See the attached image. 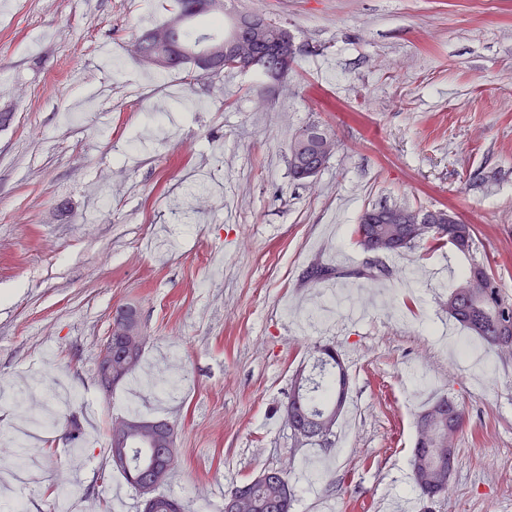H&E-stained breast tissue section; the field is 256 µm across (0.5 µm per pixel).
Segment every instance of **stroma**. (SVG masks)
<instances>
[{"instance_id": "1", "label": "stroma", "mask_w": 512, "mask_h": 512, "mask_svg": "<svg viewBox=\"0 0 512 512\" xmlns=\"http://www.w3.org/2000/svg\"><path fill=\"white\" fill-rule=\"evenodd\" d=\"M172 0H0V512H140L112 469L108 425L177 433L162 491L191 512L286 470L293 512H512V351L448 318L466 266L451 248L386 257L352 277L364 209L451 208L476 260L512 294V0H224L302 48L287 79L153 73L131 45ZM317 125L337 146L312 182L290 145ZM344 270L334 290L308 266ZM136 307L144 362L170 370L103 390L113 310ZM318 344L349 391L323 447L295 443L282 405ZM464 406L447 495L411 480L416 418ZM91 418L81 447L70 420Z\"/></svg>"}]
</instances>
